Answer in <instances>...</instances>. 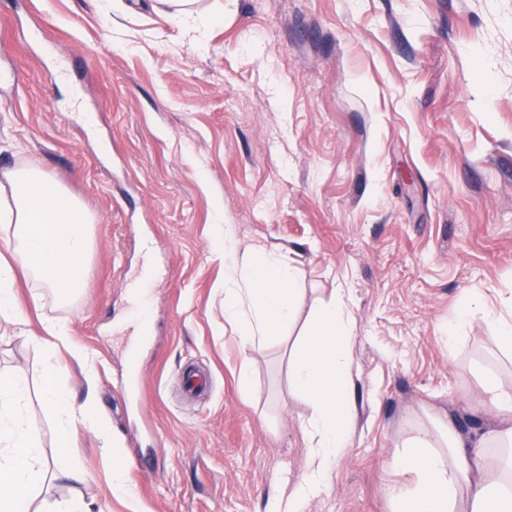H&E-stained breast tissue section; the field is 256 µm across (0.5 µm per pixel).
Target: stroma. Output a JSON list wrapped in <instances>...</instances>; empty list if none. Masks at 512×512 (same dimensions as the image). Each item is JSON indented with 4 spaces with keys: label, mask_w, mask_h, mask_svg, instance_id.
Returning a JSON list of instances; mask_svg holds the SVG:
<instances>
[{
    "label": "stroma",
    "mask_w": 512,
    "mask_h": 512,
    "mask_svg": "<svg viewBox=\"0 0 512 512\" xmlns=\"http://www.w3.org/2000/svg\"><path fill=\"white\" fill-rule=\"evenodd\" d=\"M0 50V173L37 165L94 219L81 299L57 305L21 276L22 324L0 317V373L27 381L55 466L41 343L45 321L69 328L60 381L85 413L73 445L90 479L48 482L39 502L267 512L305 452L290 351L337 288L358 414L307 512H391L390 461L420 423L465 439L500 426L476 372L506 379L512 362L461 315L474 295L512 313V0H200L191 17L0 0ZM255 250L296 268L303 304L245 351L224 272ZM147 265L151 339L133 356L120 324ZM190 364L211 373L200 400L183 390ZM116 455L134 498L112 487Z\"/></svg>",
    "instance_id": "1"
}]
</instances>
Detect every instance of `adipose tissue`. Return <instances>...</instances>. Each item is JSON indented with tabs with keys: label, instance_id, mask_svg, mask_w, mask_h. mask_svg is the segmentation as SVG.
<instances>
[{
	"label": "adipose tissue",
	"instance_id": "1",
	"mask_svg": "<svg viewBox=\"0 0 512 512\" xmlns=\"http://www.w3.org/2000/svg\"><path fill=\"white\" fill-rule=\"evenodd\" d=\"M0 230L10 260L0 261V314L18 310L13 284L16 270L28 276L62 306L83 293L93 252L91 218L81 202L40 168L25 164L0 174ZM298 275L279 255L265 252L244 267L229 265L224 277V315L237 322L243 348L263 342L287 326L302 301ZM45 403L56 419L66 456H75L71 439L83 420L68 390L57 378L59 345L67 343L64 323L46 326ZM351 321L343 289L319 311L289 358L294 389L309 414L300 429L306 442L301 477L287 496L274 498L271 512H306L325 489L333 464L347 450L357 405L350 389L355 358ZM488 410L500 428L462 439L452 430L417 428L405 450L391 460L394 472L409 477L392 493V512H512V468L493 470L485 463L488 448L512 447V382L495 375L481 379ZM28 385L19 377L0 376V512H31L34 493L50 464L26 414Z\"/></svg>",
	"mask_w": 512,
	"mask_h": 512
}]
</instances>
